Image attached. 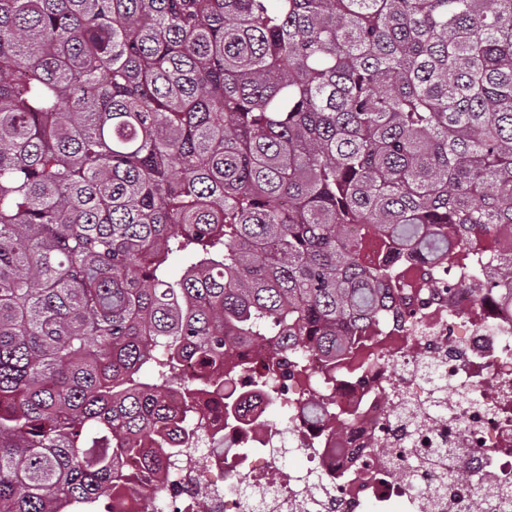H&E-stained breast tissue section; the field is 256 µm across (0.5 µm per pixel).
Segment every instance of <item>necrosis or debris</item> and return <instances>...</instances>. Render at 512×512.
Here are the masks:
<instances>
[{"label":"necrosis or debris","instance_id":"4bbe7bcc","mask_svg":"<svg viewBox=\"0 0 512 512\" xmlns=\"http://www.w3.org/2000/svg\"><path fill=\"white\" fill-rule=\"evenodd\" d=\"M391 286L401 315L364 331L356 359L312 358L309 374L285 384L288 396L327 404L336 430L297 410L283 426L229 432L214 402L199 441L159 470L127 461L135 490L114 496L112 512H154L145 490L157 483L175 512L200 501L205 512H299L314 479L324 483L317 512H500L498 492L512 486V299L456 265L415 257ZM442 383L459 397L443 401ZM289 450L306 458L304 472L259 497L232 491L240 478L275 473ZM401 454L419 459L429 496L398 475Z\"/></svg>","mask_w":512,"mask_h":512}]
</instances>
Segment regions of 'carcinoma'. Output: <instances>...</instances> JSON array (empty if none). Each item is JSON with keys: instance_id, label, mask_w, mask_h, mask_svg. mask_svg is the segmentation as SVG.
Listing matches in <instances>:
<instances>
[{"instance_id": "cac0c4a2", "label": "carcinoma", "mask_w": 512, "mask_h": 512, "mask_svg": "<svg viewBox=\"0 0 512 512\" xmlns=\"http://www.w3.org/2000/svg\"><path fill=\"white\" fill-rule=\"evenodd\" d=\"M506 230L512 0H0V512L111 509L212 389L288 410L407 258ZM279 345H270V347L262 353H259L248 346L230 343L224 346V361H235L242 364L259 363L261 360L267 359L276 350Z\"/></svg>"}]
</instances>
